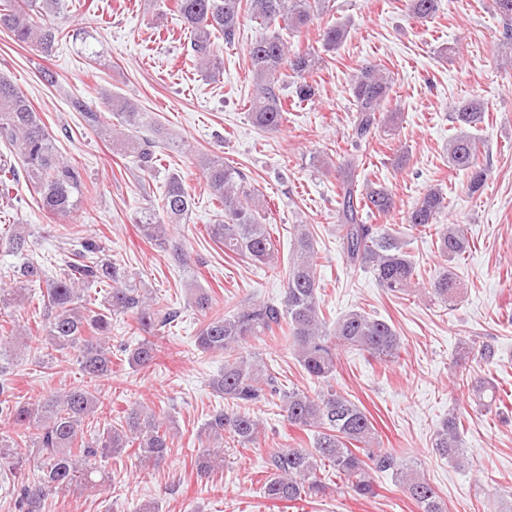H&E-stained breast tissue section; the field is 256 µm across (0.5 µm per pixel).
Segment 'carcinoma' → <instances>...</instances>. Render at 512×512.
Instances as JSON below:
<instances>
[{
  "label": "carcinoma",
  "mask_w": 512,
  "mask_h": 512,
  "mask_svg": "<svg viewBox=\"0 0 512 512\" xmlns=\"http://www.w3.org/2000/svg\"><path fill=\"white\" fill-rule=\"evenodd\" d=\"M326 0H172L174 14L189 34L187 51L200 69L214 77L219 70L220 47L216 40L235 41L241 13H247L258 25L272 27L276 22L285 29L299 32L316 16L326 13ZM57 0H0V28L8 31L15 42L26 46L41 59H49L55 43L70 36L81 41L85 57L97 63L99 51L83 31L70 33L48 17ZM504 21L502 46L512 51V0H494ZM408 11L417 19L432 17L438 0H407ZM349 25L336 22L318 29L317 42L289 43L274 30L261 36L247 49L253 75V92L249 100V118L266 131H277L287 120L288 109L283 95V76L292 78L294 103L313 100L318 86L313 81L322 56L339 48L348 38ZM392 90L391 78L377 64L358 65L350 80L352 137L361 142L385 121L384 106ZM105 104L117 114L129 133L119 139V146L133 154L141 171L151 172L158 161L163 141L162 128L154 123L131 99L105 96ZM76 110L102 139L114 140L112 128L102 121L101 113L72 100ZM485 103L478 98L459 102L455 122L474 127L481 122ZM0 141L8 143L19 157L25 181L37 198L38 208L49 220L65 221L77 208L78 192L84 184L79 165L59 155L51 135L27 94L16 84L0 78ZM480 142L462 130L448 139V161L466 174L468 188L479 192L487 172L478 161ZM196 164L223 213L216 224L207 225V234L224 248L227 256H237L283 275L284 295L278 304L246 300L222 313L214 308V298L205 288L191 289L190 305L203 316L195 336V346L202 354L224 355V371L213 379V390L227 403L214 411L202 434L218 442L197 452L198 476L209 479L224 468V438L246 447L258 443L260 423L249 406L270 398L288 424L315 433L311 446L279 448L266 460L269 473L262 489L270 500L297 501L318 496L325 485L317 471L326 464L343 475L359 498L376 495L372 474L392 473L420 512H445L432 486L420 478L407 460L389 448H377L376 429L366 411L337 390L330 380L336 376L338 354L353 349L365 352L381 363L398 357L401 347L395 328L384 319L364 311L352 310L329 323L320 306V281L314 264V236L305 224L297 225L288 266L280 269L276 248L266 221L267 205L258 190L247 186L243 174L214 153H199ZM359 164L350 158L336 167L338 208L336 230L347 265L367 268L379 287L392 296L404 294L415 284L416 267L404 244L381 224H368L363 215L388 216L395 210L392 191L374 182L359 183ZM193 206L183 180L173 175L164 186L160 204L141 209L136 224L149 242L172 249L181 260L185 257L181 242L170 233V226L180 224ZM445 208L440 189L428 190L404 216L410 227L431 229ZM437 247L452 261L466 253L469 240L459 225L436 231ZM24 257L13 270L18 287L2 294L0 306L8 305L22 291L44 283L42 302L47 315L42 334L32 336L31 329L12 328L8 339L25 332L35 340V350L49 349L76 352V361L86 385L49 396L37 404L22 403L7 395L8 387L0 380V419L12 426L9 434L0 433V462L18 471L23 457L16 449L24 446L35 451L42 475L34 482H21L14 489L15 512H43L49 497L76 485L94 487L92 466L134 449L142 460L158 463L170 448L175 425L152 410L135 406L127 410L119 426L90 433L84 431L86 419L93 416L100 403L96 382L112 375V314H129L135 329L144 334L133 348H122L132 368L146 367L157 360L159 346L154 337L160 328L172 323L177 311L163 303L158 295L139 294L136 288L121 286L124 275L117 265L100 258L101 247L92 240L81 243L82 261L58 269L47 276L44 265L31 253L29 231L14 225L11 233L0 237V245ZM106 287L104 300L89 294L91 286ZM460 283L456 274L446 269L430 283L431 294L446 304L456 297ZM271 336L290 350L305 375L321 385L315 395L303 390H283L273 366L242 352L248 341ZM469 391L491 407L495 395L484 401L494 389L481 373L467 380ZM434 452L441 458L462 464L460 419L451 415L437 430Z\"/></svg>",
  "instance_id": "cac0c4a2"
}]
</instances>
